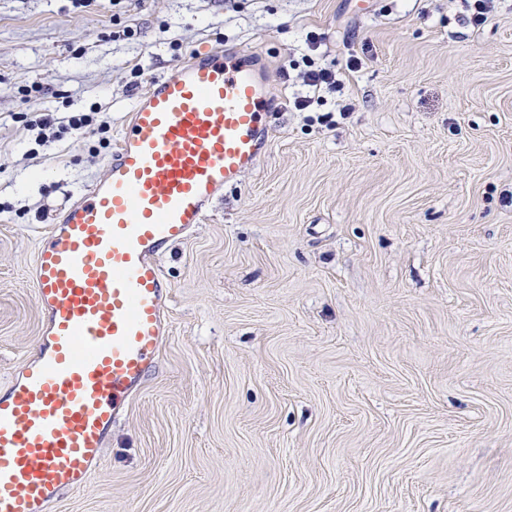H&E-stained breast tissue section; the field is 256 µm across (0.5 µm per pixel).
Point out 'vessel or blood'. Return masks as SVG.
<instances>
[{
    "instance_id": "b4317fda",
    "label": "vessel or blood",
    "mask_w": 512,
    "mask_h": 512,
    "mask_svg": "<svg viewBox=\"0 0 512 512\" xmlns=\"http://www.w3.org/2000/svg\"><path fill=\"white\" fill-rule=\"evenodd\" d=\"M255 54L194 51L150 81L104 176L42 235L39 349L0 389V512H51L87 486L170 331L159 259L270 149Z\"/></svg>"
}]
</instances>
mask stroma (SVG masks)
<instances>
[{
    "label": "stroma",
    "mask_w": 512,
    "mask_h": 512,
    "mask_svg": "<svg viewBox=\"0 0 512 512\" xmlns=\"http://www.w3.org/2000/svg\"><path fill=\"white\" fill-rule=\"evenodd\" d=\"M466 16L0 0V388L37 350L40 237L148 81L253 51L280 104L260 167L161 257L157 365L52 512H512V0ZM310 66L344 90L300 111Z\"/></svg>",
    "instance_id": "35a3bbf8"
}]
</instances>
